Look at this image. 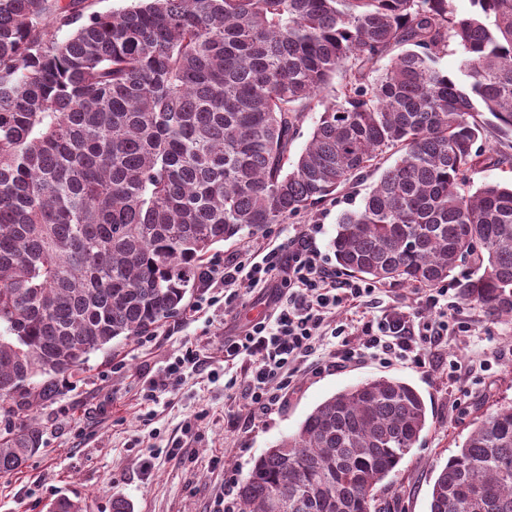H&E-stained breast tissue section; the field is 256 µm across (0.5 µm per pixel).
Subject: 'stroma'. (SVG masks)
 Returning <instances> with one entry per match:
<instances>
[{
  "label": "stroma",
  "instance_id": "1",
  "mask_svg": "<svg viewBox=\"0 0 512 512\" xmlns=\"http://www.w3.org/2000/svg\"><path fill=\"white\" fill-rule=\"evenodd\" d=\"M371 173L313 209L269 225L260 235H240L216 246L214 256L271 249L286 242L296 225L317 224V244L331 253L340 215L357 209L378 180ZM202 287L190 289L183 313L164 322L149 340L133 337L91 355L82 370L59 380L56 393L40 401L34 416L41 445L20 471L0 477V512H46L60 497L85 502L88 512H112L116 499L133 512H224L255 460L328 397L362 381L388 377L412 385L429 416L426 430L384 480L385 512H428L438 472L457 451L477 417L512 403V319L489 318L460 301L456 321L466 333L449 337L439 356L425 363L370 355L328 369V346L300 363L279 408L257 414L224 390L223 378L187 377L178 389L146 404L141 396L183 346L197 345L212 367L223 368L224 333L242 328L255 312L267 311L266 296L254 290L244 307L225 313L207 305ZM420 292L381 285L367 318L398 310L423 317ZM183 450L169 457L168 448Z\"/></svg>",
  "mask_w": 512,
  "mask_h": 512
}]
</instances>
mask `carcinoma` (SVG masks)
Returning a JSON list of instances; mask_svg holds the SVG:
<instances>
[{
    "mask_svg": "<svg viewBox=\"0 0 512 512\" xmlns=\"http://www.w3.org/2000/svg\"><path fill=\"white\" fill-rule=\"evenodd\" d=\"M470 2L457 18L448 0H0V475L40 447L30 412L58 378L177 316L213 246L368 170L382 174L339 218L337 264L430 289L472 258L462 297L512 318V184L470 177L487 117L512 134V0ZM427 424L398 379L336 393L255 461L240 512H381ZM429 512H512V404L474 423Z\"/></svg>",
    "mask_w": 512,
    "mask_h": 512,
    "instance_id": "1",
    "label": "carcinoma"
}]
</instances>
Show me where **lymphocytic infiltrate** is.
Wrapping results in <instances>:
<instances>
[{
  "label": "lymphocytic infiltrate",
  "instance_id": "f902f5d3",
  "mask_svg": "<svg viewBox=\"0 0 512 512\" xmlns=\"http://www.w3.org/2000/svg\"><path fill=\"white\" fill-rule=\"evenodd\" d=\"M318 232V225H299L286 243L262 251L260 259L238 255L218 258L204 273L205 287L223 288L228 309L237 307L258 286L272 290L269 314L224 337L225 369L241 362L247 365L244 379L229 378L227 385L240 392L253 411L263 414L278 404L280 391L291 382L292 366L315 353L319 329L330 327L340 361L353 356L347 342L348 325L332 326L328 319L336 308L365 304L376 288L330 265L316 243ZM423 306L429 313L424 321L394 311L363 322V349L377 356L424 361L433 348L447 343L449 321L458 303L443 285L430 289ZM189 373L211 379L216 376L201 359L197 346L191 344L149 380L145 400L155 401L159 394L177 388Z\"/></svg>",
  "mask_w": 512,
  "mask_h": 512
}]
</instances>
